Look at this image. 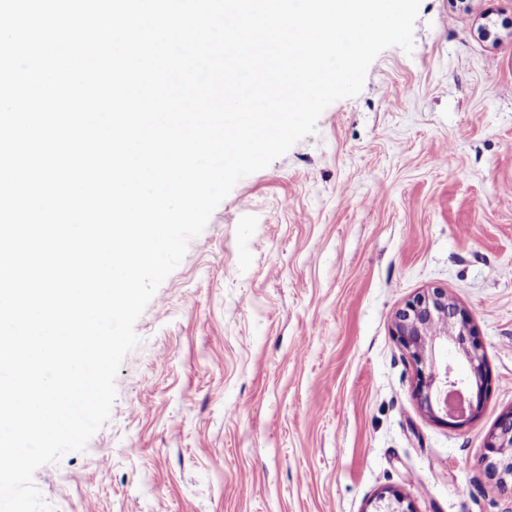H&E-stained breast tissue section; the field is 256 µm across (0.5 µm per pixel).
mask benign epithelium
Listing matches in <instances>:
<instances>
[{
	"label": "benign epithelium",
	"mask_w": 512,
	"mask_h": 512,
	"mask_svg": "<svg viewBox=\"0 0 512 512\" xmlns=\"http://www.w3.org/2000/svg\"><path fill=\"white\" fill-rule=\"evenodd\" d=\"M392 336L415 365V395L434 420L457 427L477 416L491 390V375L477 326L447 291L429 289L408 301L395 314ZM450 343L467 362L464 377L436 358V350ZM484 449L488 472L512 494V410L503 413L487 434ZM374 512L413 509L392 491L379 495Z\"/></svg>",
	"instance_id": "7a95c632"
}]
</instances>
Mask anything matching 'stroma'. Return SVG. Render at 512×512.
Masks as SVG:
<instances>
[{"instance_id":"stroma-1","label":"stroma","mask_w":512,"mask_h":512,"mask_svg":"<svg viewBox=\"0 0 512 512\" xmlns=\"http://www.w3.org/2000/svg\"><path fill=\"white\" fill-rule=\"evenodd\" d=\"M471 315L492 389L460 427L391 329L423 291ZM53 512H512L484 440L512 410V0H420L315 134L241 179L135 323Z\"/></svg>"}]
</instances>
